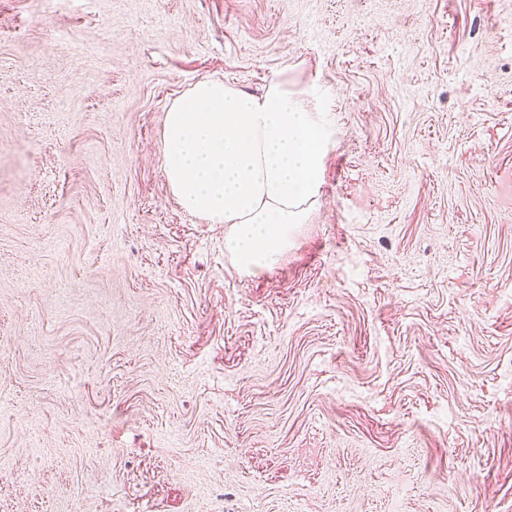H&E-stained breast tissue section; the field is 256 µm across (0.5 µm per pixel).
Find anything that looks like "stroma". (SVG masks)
<instances>
[{
	"mask_svg": "<svg viewBox=\"0 0 512 512\" xmlns=\"http://www.w3.org/2000/svg\"><path fill=\"white\" fill-rule=\"evenodd\" d=\"M275 75L334 145L252 272L161 139ZM0 512H512V0H0Z\"/></svg>",
	"mask_w": 512,
	"mask_h": 512,
	"instance_id": "stroma-1",
	"label": "stroma"
}]
</instances>
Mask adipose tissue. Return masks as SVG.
Segmentation results:
<instances>
[{"mask_svg": "<svg viewBox=\"0 0 512 512\" xmlns=\"http://www.w3.org/2000/svg\"><path fill=\"white\" fill-rule=\"evenodd\" d=\"M333 136L312 88L277 77L250 94L204 81L165 114L162 166L185 210L235 225L225 251L263 269L287 246L289 225L306 222Z\"/></svg>", "mask_w": 512, "mask_h": 512, "instance_id": "adipose-tissue-1", "label": "adipose tissue"}]
</instances>
